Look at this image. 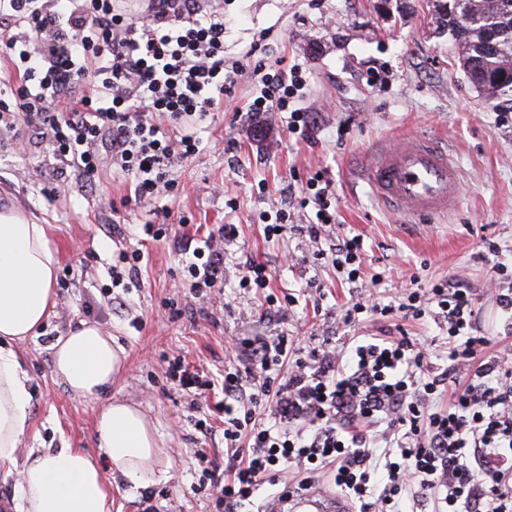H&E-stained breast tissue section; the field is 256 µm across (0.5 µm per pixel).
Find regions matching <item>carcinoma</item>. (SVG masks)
Segmentation results:
<instances>
[{"label": "carcinoma", "mask_w": 512, "mask_h": 512, "mask_svg": "<svg viewBox=\"0 0 512 512\" xmlns=\"http://www.w3.org/2000/svg\"><path fill=\"white\" fill-rule=\"evenodd\" d=\"M448 35L460 69L486 95L512 93V0H448Z\"/></svg>", "instance_id": "carcinoma-1"}]
</instances>
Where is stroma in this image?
<instances>
[{"label":"stroma","mask_w":512,"mask_h":512,"mask_svg":"<svg viewBox=\"0 0 512 512\" xmlns=\"http://www.w3.org/2000/svg\"><path fill=\"white\" fill-rule=\"evenodd\" d=\"M445 0H224V55L242 59L231 109L211 115L195 130L205 148L175 166L174 195L125 205L133 190L125 177L104 173L95 190L71 188L60 197L50 180L33 177L47 151L14 150L0 143V207H21L49 225L60 256L56 306L37 336L20 345L32 379L31 429L23 448L100 451L94 423L100 402L72 397L52 369L51 346L78 321L98 323L128 353L113 396L136 404L155 427L162 450L161 479L147 488L112 477V512H216L199 478L209 462H223L222 393L201 409L190 408L192 391L168 374V363L184 359L200 376L222 380L245 358L233 338L288 334L305 349H347L358 336H408L429 347L435 367L448 363V335L431 317L368 318L346 323L343 310L373 296L387 300L398 288L429 287L464 277L475 294L477 324L497 355L499 313L484 290L494 279L484 242L499 248L498 261L512 264V100L491 98L468 82L444 24ZM269 30L267 47L244 53L256 35ZM252 50V49H251ZM304 64L310 79L301 104L317 123L311 141L289 133L279 116L244 113L257 78L255 59ZM379 80L370 83V69ZM241 108L233 117V108ZM424 134L453 154L461 169L458 208L433 219L407 220L377 199L368 185L370 158L405 134ZM329 170L336 197V234L363 237L366 250L360 282L349 283L332 266L313 258L307 238L288 235L293 263L263 234V215L289 208L292 223L309 212L292 208L301 179ZM235 208H228V200ZM168 208L167 239L145 241L148 252L138 280L112 284L119 250L142 239L141 223ZM217 224L237 225L224 265L223 305L212 308L191 287L177 241L200 240ZM143 240V239H142ZM267 263L270 291L292 294L287 314L270 313L265 293L240 288L246 261ZM212 427L203 437L197 422Z\"/></svg>","instance_id":"35a3bbf8"}]
</instances>
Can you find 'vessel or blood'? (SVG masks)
<instances>
[{
  "instance_id": "b4317fda",
  "label": "vessel or blood",
  "mask_w": 512,
  "mask_h": 512,
  "mask_svg": "<svg viewBox=\"0 0 512 512\" xmlns=\"http://www.w3.org/2000/svg\"><path fill=\"white\" fill-rule=\"evenodd\" d=\"M461 175L447 150L417 134L402 136L392 149L380 153L369 173L374 194L407 216L448 213L461 198ZM290 512H351L340 497L308 494L286 503Z\"/></svg>"
}]
</instances>
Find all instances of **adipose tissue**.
<instances>
[{
    "label": "adipose tissue",
    "instance_id": "obj_1",
    "mask_svg": "<svg viewBox=\"0 0 512 512\" xmlns=\"http://www.w3.org/2000/svg\"><path fill=\"white\" fill-rule=\"evenodd\" d=\"M58 267L48 228L19 210L0 211V465L19 473L18 512H112L109 474L138 487L157 478L156 431L140 409L108 399L124 371L126 351L98 324L83 321L52 346L53 369L76 398H105L95 432L102 460L83 449L20 453L30 426L32 393L17 344L36 335L52 307Z\"/></svg>",
    "mask_w": 512,
    "mask_h": 512
}]
</instances>
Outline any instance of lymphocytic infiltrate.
Wrapping results in <instances>:
<instances>
[{
    "instance_id": "obj_1",
    "label": "lymphocytic infiltrate",
    "mask_w": 512,
    "mask_h": 512,
    "mask_svg": "<svg viewBox=\"0 0 512 512\" xmlns=\"http://www.w3.org/2000/svg\"><path fill=\"white\" fill-rule=\"evenodd\" d=\"M223 0H0V137L47 146L53 172L93 185L103 165L128 178L135 201L170 195L178 161L200 151L178 126L202 123L232 96L241 70L224 57ZM253 114L280 112L309 138L298 93L301 65L260 59ZM332 181L309 176L294 203L315 217L298 231L318 243L336 223ZM237 227L219 224L187 271L197 292L222 288L226 247ZM364 244L344 235L317 260L357 281ZM433 314L448 332V368L427 348L374 337L351 356L305 350L281 334L244 342L249 363L224 371L223 470L206 480L224 512H241L258 486L294 467L330 474L360 512H512V355L483 359L490 339L475 320L473 291L460 279L358 301L345 312ZM447 407H439L442 391Z\"/></svg>"
}]
</instances>
